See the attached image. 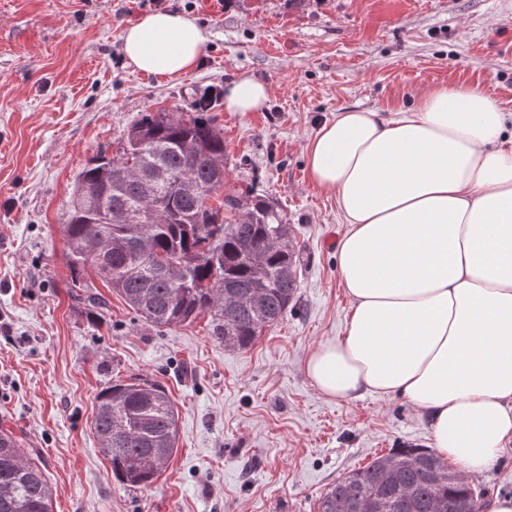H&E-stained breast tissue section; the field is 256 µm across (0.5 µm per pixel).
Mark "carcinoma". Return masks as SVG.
Returning a JSON list of instances; mask_svg holds the SVG:
<instances>
[{"instance_id": "obj_1", "label": "carcinoma", "mask_w": 512, "mask_h": 512, "mask_svg": "<svg viewBox=\"0 0 512 512\" xmlns=\"http://www.w3.org/2000/svg\"><path fill=\"white\" fill-rule=\"evenodd\" d=\"M204 91L185 119L164 109L133 125L122 153L98 157L77 174L63 225L75 279L90 268L155 327L211 318L227 346L251 347L284 317L297 294L301 248L279 202L253 185L226 187L224 134ZM223 201L209 204L212 190ZM93 315L106 301L76 294ZM92 430L127 487H146L178 451L177 411L168 392L146 378L118 381L96 398ZM56 490L42 468L0 427V512H53ZM488 490L448 468L428 448L408 446L329 484L318 512H468Z\"/></svg>"}]
</instances>
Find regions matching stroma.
Returning a JSON list of instances; mask_svg holds the SVG:
<instances>
[{
	"instance_id": "stroma-1",
	"label": "stroma",
	"mask_w": 512,
	"mask_h": 512,
	"mask_svg": "<svg viewBox=\"0 0 512 512\" xmlns=\"http://www.w3.org/2000/svg\"><path fill=\"white\" fill-rule=\"evenodd\" d=\"M158 11L207 33L174 79L123 52L124 29ZM242 77L272 94L259 112L218 111L226 180L278 200L304 248L284 320L227 347L205 315L154 328L89 270L109 303L95 318L71 296L62 231L78 172L115 156L143 112L192 117L196 92ZM439 84L481 86L512 113V0H0V420L57 487L53 512H317L340 474L430 447L404 401L327 400L305 374L349 312L345 227L305 145L337 112L407 110ZM133 377L162 383L179 414V450L146 488L113 479L91 430L98 393Z\"/></svg>"
}]
</instances>
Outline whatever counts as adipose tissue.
<instances>
[{"instance_id":"adipose-tissue-1","label":"adipose tissue","mask_w":512,"mask_h":512,"mask_svg":"<svg viewBox=\"0 0 512 512\" xmlns=\"http://www.w3.org/2000/svg\"><path fill=\"white\" fill-rule=\"evenodd\" d=\"M128 62L175 77L194 69L206 34L155 12L122 36ZM265 82L224 88L229 112L269 102ZM478 86L421 90L413 109L344 110L305 147L310 182L333 194L350 315L305 371L325 398L399 396L429 425L432 448L481 473L512 442V137Z\"/></svg>"}]
</instances>
